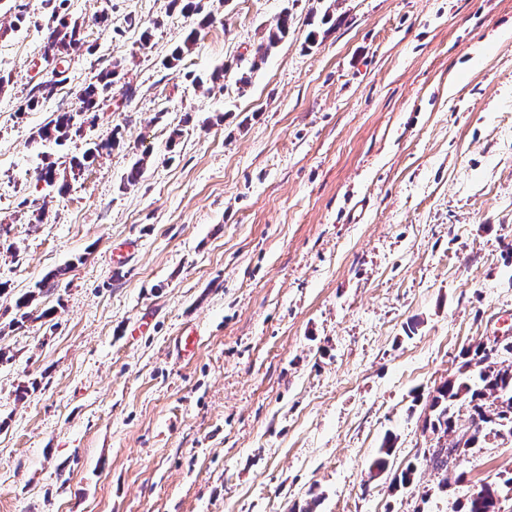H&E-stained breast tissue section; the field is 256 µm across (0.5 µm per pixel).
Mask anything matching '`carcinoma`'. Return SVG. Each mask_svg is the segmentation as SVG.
Here are the masks:
<instances>
[{
    "label": "carcinoma",
    "instance_id": "carcinoma-1",
    "mask_svg": "<svg viewBox=\"0 0 512 512\" xmlns=\"http://www.w3.org/2000/svg\"><path fill=\"white\" fill-rule=\"evenodd\" d=\"M52 26L49 27L48 41L56 52L65 57L70 49L82 40L81 24L67 20L52 11ZM288 11H283L276 28L270 30L265 40L257 47V53L265 56L288 34ZM120 64L114 63L101 70L78 95L81 113L59 112L38 132L43 142H57L68 136L70 131L77 133L83 126H95L96 112L108 100V92L119 75ZM67 81L65 71L51 74L49 79L38 83L34 94L26 103L31 109ZM113 140L93 143L80 159L71 163V169L82 170L92 165L100 152L112 148ZM461 365L458 374L443 381L427 397L428 414L423 421V431L446 436L457 430L455 408L466 406L470 412V426L456 442L431 449L429 462L434 470L442 474L439 486L448 487L449 463L467 456L477 447L480 438L494 437L512 441V336L490 345L479 342L460 352ZM493 488L480 500L471 498L461 506L462 512H501L502 499L512 492V476L492 482Z\"/></svg>",
    "mask_w": 512,
    "mask_h": 512
}]
</instances>
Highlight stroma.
Instances as JSON below:
<instances>
[{"instance_id": "1", "label": "stroma", "mask_w": 512, "mask_h": 512, "mask_svg": "<svg viewBox=\"0 0 512 512\" xmlns=\"http://www.w3.org/2000/svg\"><path fill=\"white\" fill-rule=\"evenodd\" d=\"M201 6L66 0L82 43L28 110L52 8L0 0V512H457L511 441L445 491L424 463L392 479L436 446L425 400L462 348L512 324V0ZM115 62L95 127L40 143Z\"/></svg>"}]
</instances>
